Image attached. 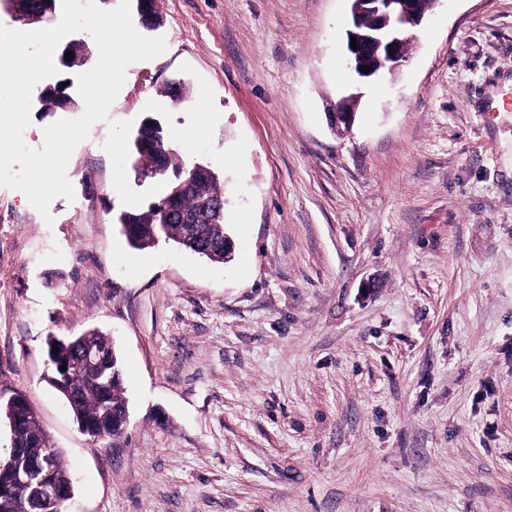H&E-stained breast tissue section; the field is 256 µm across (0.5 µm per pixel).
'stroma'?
Segmentation results:
<instances>
[{
  "instance_id": "35a3bbf8",
  "label": "stroma",
  "mask_w": 512,
  "mask_h": 512,
  "mask_svg": "<svg viewBox=\"0 0 512 512\" xmlns=\"http://www.w3.org/2000/svg\"><path fill=\"white\" fill-rule=\"evenodd\" d=\"M41 215L0 186V397L73 471L64 512H512V0H440L394 79L344 64L350 0H162ZM359 94L350 130L328 108ZM217 112L184 166L224 183L235 243L131 269L117 214L155 194L116 151ZM96 328L129 421L82 433L47 336Z\"/></svg>"
}]
</instances>
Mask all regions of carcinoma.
<instances>
[{
	"mask_svg": "<svg viewBox=\"0 0 512 512\" xmlns=\"http://www.w3.org/2000/svg\"><path fill=\"white\" fill-rule=\"evenodd\" d=\"M62 99L64 91L57 87L41 93L47 112L58 107ZM134 156L144 176L165 182V191L142 209L117 215L118 224L127 218L134 220L135 234L128 239L130 246L145 250L158 239L172 241L195 253L205 248L208 250L206 257L212 263L230 258L233 242L226 232L224 219L214 224L212 217L201 211L204 200H224V185L219 175L208 167L193 174L183 167L176 150L154 119L142 122L138 128L134 136ZM94 335L110 354L112 374L104 382L94 373L72 378L69 390L73 398L68 405L76 420L103 427L106 437L110 438L122 433L124 424L120 418L128 410L123 368L111 340L99 330ZM21 415V424L15 431L16 443L30 456L44 454L48 450L43 441L47 433L32 409H25ZM30 496L29 486L13 485L11 496L0 498V512H13V505L26 502Z\"/></svg>",
	"mask_w": 512,
	"mask_h": 512,
	"instance_id": "obj_1",
	"label": "carcinoma"
}]
</instances>
